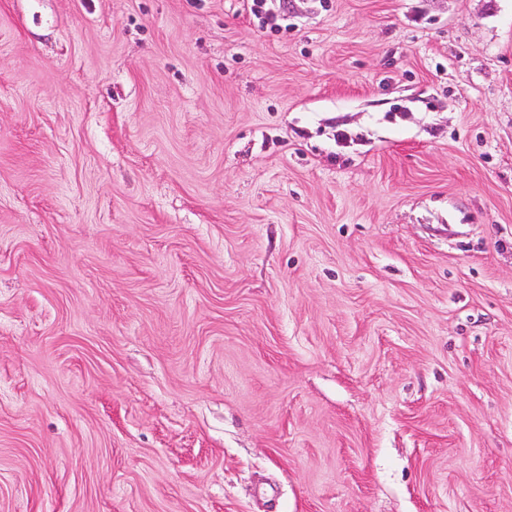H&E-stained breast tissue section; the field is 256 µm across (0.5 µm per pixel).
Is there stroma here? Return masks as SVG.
<instances>
[{
    "label": "stroma",
    "mask_w": 512,
    "mask_h": 512,
    "mask_svg": "<svg viewBox=\"0 0 512 512\" xmlns=\"http://www.w3.org/2000/svg\"><path fill=\"white\" fill-rule=\"evenodd\" d=\"M286 15L0 0V512H512V0Z\"/></svg>",
    "instance_id": "1"
}]
</instances>
